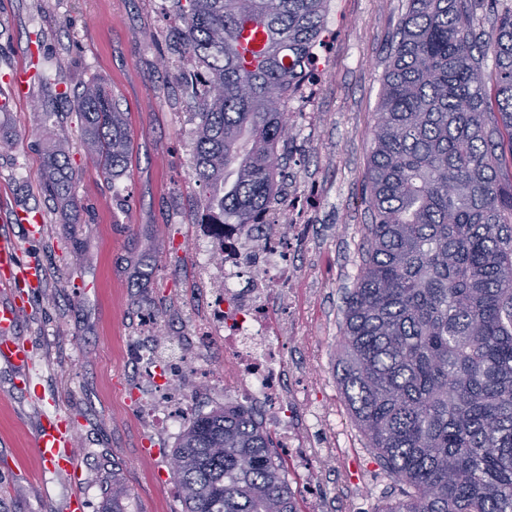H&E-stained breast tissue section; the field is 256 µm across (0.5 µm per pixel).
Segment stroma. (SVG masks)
<instances>
[{
    "instance_id": "35a3bbf8",
    "label": "stroma",
    "mask_w": 512,
    "mask_h": 512,
    "mask_svg": "<svg viewBox=\"0 0 512 512\" xmlns=\"http://www.w3.org/2000/svg\"><path fill=\"white\" fill-rule=\"evenodd\" d=\"M406 0H328L313 78L289 100L292 141L281 160L284 192L303 197L310 232L298 254L297 296L279 353L293 406L322 415L288 451V481L302 512H380L396 483L364 447L337 381L344 296L357 278L362 228L371 216L365 172L385 46ZM177 0H0V77L29 75L17 95L0 81V235L40 262L45 283L23 310L16 336L33 348L46 398L78 426L74 470L59 474L35 453L44 407L19 389L0 360V512H184L170 476L179 430L144 411V399L181 424L224 404V344H200L216 277L202 265L208 225L195 223L191 178L197 103L174 47ZM103 83L127 115L124 173L104 176L72 105L78 87ZM67 136L77 209L41 191L47 149ZM42 212L28 240L16 209ZM155 348L144 379L134 344Z\"/></svg>"
}]
</instances>
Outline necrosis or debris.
Returning a JSON list of instances; mask_svg holds the SVG:
<instances>
[{
    "mask_svg": "<svg viewBox=\"0 0 512 512\" xmlns=\"http://www.w3.org/2000/svg\"><path fill=\"white\" fill-rule=\"evenodd\" d=\"M289 208L287 218L272 208L262 223L217 224L211 232L214 245L224 249V295L213 299L210 322L224 329V352L231 358L241 403L260 409L284 447L294 442L295 428L277 347L293 302L297 266L292 255L299 227L308 219L300 198H292Z\"/></svg>",
    "mask_w": 512,
    "mask_h": 512,
    "instance_id": "obj_1",
    "label": "necrosis or debris"
}]
</instances>
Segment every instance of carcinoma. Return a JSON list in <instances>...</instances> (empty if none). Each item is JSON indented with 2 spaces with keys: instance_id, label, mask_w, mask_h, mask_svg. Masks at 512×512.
I'll list each match as a JSON object with an SVG mask.
<instances>
[{
  "instance_id": "obj_1",
  "label": "carcinoma",
  "mask_w": 512,
  "mask_h": 512,
  "mask_svg": "<svg viewBox=\"0 0 512 512\" xmlns=\"http://www.w3.org/2000/svg\"><path fill=\"white\" fill-rule=\"evenodd\" d=\"M182 65L203 72L194 182L199 224H257L274 202L285 104L306 76L327 0H186ZM407 0L387 46L365 174L371 223L345 294L338 384L364 448L399 483L379 512H512V3ZM264 20L251 70L241 24ZM90 160L116 178L125 114L101 83L73 96ZM67 140L41 181L76 205ZM248 408L192 419L173 456L186 512H301L288 469Z\"/></svg>"
}]
</instances>
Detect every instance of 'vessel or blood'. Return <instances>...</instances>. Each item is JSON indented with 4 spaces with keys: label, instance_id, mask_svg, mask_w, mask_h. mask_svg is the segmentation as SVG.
Here are the masks:
<instances>
[{
    "label": "vessel or blood",
    "instance_id": "obj_1",
    "mask_svg": "<svg viewBox=\"0 0 512 512\" xmlns=\"http://www.w3.org/2000/svg\"><path fill=\"white\" fill-rule=\"evenodd\" d=\"M267 43L263 27L254 22L245 23L236 40V50L248 67H255L262 60ZM16 223L22 224L28 239H39L43 232V216L40 211L17 212ZM43 270L33 261H25L19 246L13 239L0 237V288L9 289L12 301L0 305V358L16 367L29 369L33 364L30 349L25 343L14 340L10 332L18 313L31 293L42 286ZM76 432L67 415L57 407H50L43 417L33 445L37 455L58 472H68L75 466L74 445Z\"/></svg>",
    "mask_w": 512,
    "mask_h": 512
}]
</instances>
